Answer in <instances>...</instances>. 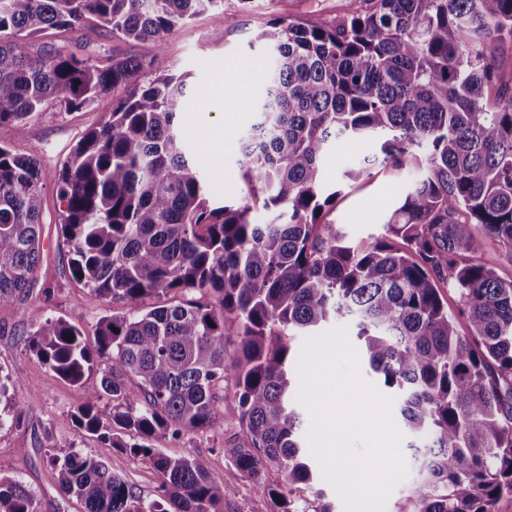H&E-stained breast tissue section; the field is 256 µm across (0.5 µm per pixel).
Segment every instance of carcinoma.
Here are the masks:
<instances>
[{
	"mask_svg": "<svg viewBox=\"0 0 512 512\" xmlns=\"http://www.w3.org/2000/svg\"><path fill=\"white\" fill-rule=\"evenodd\" d=\"M223 3L0 0V137L50 103L108 115L55 186L73 276L116 310L99 319L93 350L61 318L31 330L29 347L72 383L97 371L72 424L162 475L146 501L98 457L60 448L49 464L61 492L83 512H235L234 489L206 456L153 445L221 426L230 398L240 429L224 456L258 484L283 472L285 484L267 488L273 512H308L289 489L312 484L293 345L343 320L414 436L418 478L399 512H493L512 495V280L472 254L481 235L512 251V85L495 73L512 0H349L321 24L267 20L256 40L272 70L247 102L257 120L240 137L245 193L233 203L210 198L182 144L184 80L143 85L141 59L43 41L51 31L81 39L93 21L117 40L160 42ZM346 137L377 144L348 181L377 165L418 173L375 242H347L324 220L341 190H324L322 160ZM41 181L40 163L0 140V307L41 258ZM259 209L276 216L260 223ZM444 288L458 296L456 315ZM155 296L164 302L139 306ZM7 393L0 377L18 425L24 405ZM0 512H37L35 497L0 476Z\"/></svg>",
	"mask_w": 512,
	"mask_h": 512,
	"instance_id": "carcinoma-1",
	"label": "carcinoma"
}]
</instances>
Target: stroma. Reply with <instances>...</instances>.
Wrapping results in <instances>:
<instances>
[{
	"label": "stroma",
	"mask_w": 512,
	"mask_h": 512,
	"mask_svg": "<svg viewBox=\"0 0 512 512\" xmlns=\"http://www.w3.org/2000/svg\"><path fill=\"white\" fill-rule=\"evenodd\" d=\"M347 0H253L241 8L238 0H224L223 13H207L176 27L162 43L118 41L100 34L87 51L95 56L114 51L151 60L155 74L186 75L187 93L194 102L178 116V128L189 150L199 159L212 196L234 200L241 198L244 186L238 175L241 158L238 136L257 119L245 109L246 100L259 97L262 85L235 97L210 95L216 72L232 61L259 62L255 36L261 23L274 16L296 15L313 22H327L343 14ZM223 30L222 41H214V30ZM236 112L240 120L236 134L228 138L222 162H215L209 144L214 131L224 122L226 113ZM98 109L66 112L55 105L34 113L4 136L5 142L19 152L36 157L43 168L45 222L56 219L58 201L55 174L83 133L101 123ZM372 150L360 140H342L326 153L323 182L326 189L340 194L329 218L347 240L373 241L383 237V224L415 179L414 170L385 168L370 179L345 188L343 171ZM71 255L56 232L43 240V261L29 291L12 305L0 308V374L7 376L10 395L24 405L22 426H0V473L14 477L33 492L39 512H78L75 501L62 498L48 464L52 448H73L102 458L112 471L120 474L144 499H152L162 482L159 472L144 464L129 451L114 448L109 442L79 433L70 421L71 414L85 403L98 383L97 373L86 375L75 385L57 377L32 351L27 333L49 317H59L79 327L86 338H93L97 321L111 313L112 305L85 288L72 275ZM239 430L238 409L234 402L224 403V423L206 434L182 439L161 438L156 445L170 456L197 449L209 457L212 472L235 490L236 512H272L273 506L263 489L244 477L225 458V438Z\"/></svg>",
	"instance_id": "35a3bbf8"
}]
</instances>
